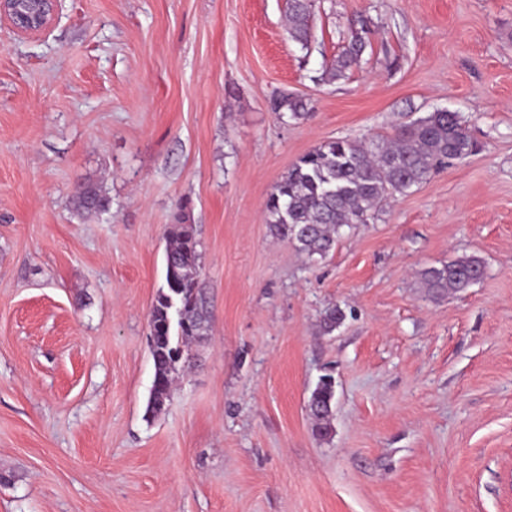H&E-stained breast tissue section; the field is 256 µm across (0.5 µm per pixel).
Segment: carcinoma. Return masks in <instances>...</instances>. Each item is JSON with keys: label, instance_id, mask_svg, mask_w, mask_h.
Returning <instances> with one entry per match:
<instances>
[{"label": "carcinoma", "instance_id": "obj_1", "mask_svg": "<svg viewBox=\"0 0 512 512\" xmlns=\"http://www.w3.org/2000/svg\"><path fill=\"white\" fill-rule=\"evenodd\" d=\"M288 33L302 46L309 41L311 0H290ZM366 22L351 30L348 46L326 69L336 80L358 64L368 45ZM273 109L288 122L309 115L307 104L282 95ZM477 150L461 118L455 112L436 109L396 128L383 141L362 142L349 138L326 141L295 162L278 181L265 203L272 235L292 241L311 260L329 255L345 227L367 224L381 204L392 195H406L432 174L461 162ZM80 214H104L111 200L94 184L82 186L73 199ZM195 225L178 220L166 231L165 287L159 289L149 319L150 349L154 378L146 414L155 418L168 405L174 375L181 363L191 359L189 345L203 335L207 322L201 282V253ZM485 275L484 261L475 256L457 258L420 272L423 287L434 299L463 292ZM183 309L184 320L175 321L171 311ZM343 309L332 306L320 320L321 332L333 333L345 320ZM335 385L331 377L320 378L307 408L313 432L327 437Z\"/></svg>", "mask_w": 512, "mask_h": 512}]
</instances>
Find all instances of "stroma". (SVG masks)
Masks as SVG:
<instances>
[{
    "label": "stroma",
    "mask_w": 512,
    "mask_h": 512,
    "mask_svg": "<svg viewBox=\"0 0 512 512\" xmlns=\"http://www.w3.org/2000/svg\"><path fill=\"white\" fill-rule=\"evenodd\" d=\"M60 0L0 27V512H512V0ZM365 19L359 66L324 71ZM290 93L307 117L283 123ZM445 109L479 151L312 261L274 238L303 154ZM99 184L108 213L82 218ZM206 331L146 419L165 230ZM462 254L442 299L421 270ZM339 305L329 335L317 323ZM335 378L330 438L306 402ZM59 0H1L0 21L18 36L46 31L54 22ZM291 7L288 14V33L291 39L302 46L309 41V17L312 7L311 0H290ZM273 109L284 122L298 120L310 114V109L303 100L288 95H281L277 98L274 102ZM74 209L80 214H104L111 209V200L94 184L82 186L73 199ZM485 275V264L475 256L457 258L440 267L431 266L420 272L423 288L433 299L447 297L470 288Z\"/></svg>",
    "instance_id": "1"
}]
</instances>
